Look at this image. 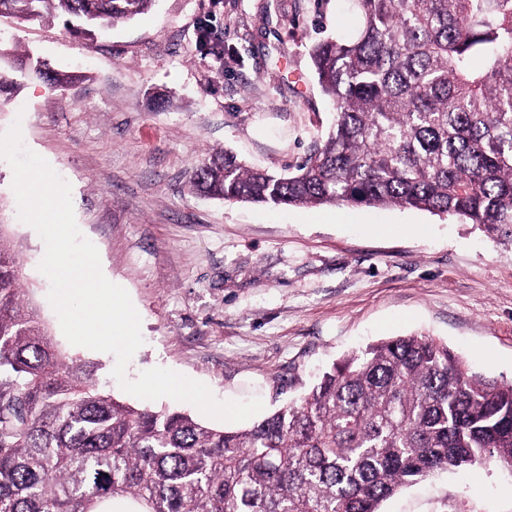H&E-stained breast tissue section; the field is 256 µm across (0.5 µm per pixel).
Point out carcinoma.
Returning a JSON list of instances; mask_svg holds the SVG:
<instances>
[{
    "label": "carcinoma",
    "mask_w": 512,
    "mask_h": 512,
    "mask_svg": "<svg viewBox=\"0 0 512 512\" xmlns=\"http://www.w3.org/2000/svg\"><path fill=\"white\" fill-rule=\"evenodd\" d=\"M155 0H0L20 23L92 36ZM356 21L310 53L334 111L297 172L216 151L205 195L272 206H395L458 217L512 244V0H346ZM27 75L59 89L58 71ZM0 235V512H380L440 471L512 473V383L411 334L332 363L243 430L104 390L24 299Z\"/></svg>",
    "instance_id": "1"
}]
</instances>
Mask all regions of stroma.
<instances>
[{
    "label": "stroma",
    "mask_w": 512,
    "mask_h": 512,
    "mask_svg": "<svg viewBox=\"0 0 512 512\" xmlns=\"http://www.w3.org/2000/svg\"><path fill=\"white\" fill-rule=\"evenodd\" d=\"M204 19L219 51L198 40ZM353 25L342 0H156L91 38L0 17V46L73 76L63 91L28 79L0 98V132L20 122L25 147L70 183L81 234L139 313L144 342L128 379L168 368L269 413L344 353L425 334L512 381V245L424 210L273 208L193 190L212 152L292 172L324 143L334 114L309 52ZM12 181L0 160L1 238L20 257L28 299L57 348L97 363L125 398L114 355L64 336L38 269L45 244L19 220ZM381 509L512 512V473H439Z\"/></svg>",
    "instance_id": "35a3bbf8"
}]
</instances>
